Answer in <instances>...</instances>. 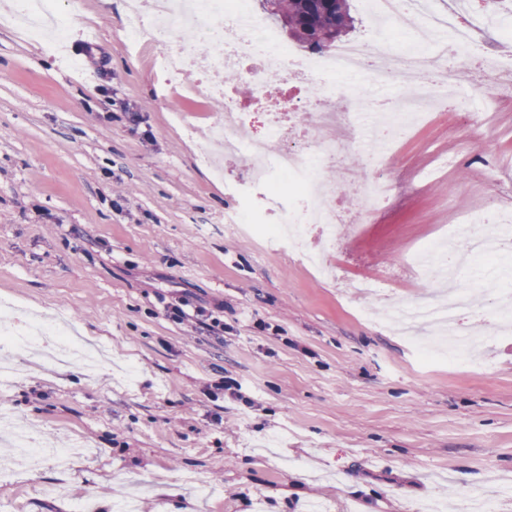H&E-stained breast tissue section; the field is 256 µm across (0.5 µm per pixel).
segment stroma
Masks as SVG:
<instances>
[{"label": "stroma", "mask_w": 512, "mask_h": 512, "mask_svg": "<svg viewBox=\"0 0 512 512\" xmlns=\"http://www.w3.org/2000/svg\"><path fill=\"white\" fill-rule=\"evenodd\" d=\"M10 9L0 0V299L25 317L68 314L95 366L35 368L0 348L12 366L0 414L87 447L63 467L46 457L0 472V512H78L88 499L113 512L121 498L136 512H468L474 491L512 512V339L490 342L492 365L476 374L420 363L367 315L430 294L406 264L452 222L477 233L494 209L512 225V93L475 98L481 126L428 113L387 156L396 191L360 235L362 149L326 161L327 181L351 178L340 278L325 280L230 224L269 203L243 160H224L221 180L202 161L221 106L186 94L195 73L157 69L159 40L130 44L129 0H85L61 51L8 22ZM90 54L105 67L88 71ZM472 266L461 282L490 310L512 267ZM351 278L379 288L350 297L340 282ZM181 298L215 311L223 332L169 319ZM225 378L231 389L210 396Z\"/></svg>", "instance_id": "stroma-1"}]
</instances>
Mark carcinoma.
Wrapping results in <instances>:
<instances>
[{"mask_svg":"<svg viewBox=\"0 0 512 512\" xmlns=\"http://www.w3.org/2000/svg\"><path fill=\"white\" fill-rule=\"evenodd\" d=\"M264 12L288 36L312 52H323L353 28L350 0H263Z\"/></svg>","mask_w":512,"mask_h":512,"instance_id":"obj_1","label":"carcinoma"}]
</instances>
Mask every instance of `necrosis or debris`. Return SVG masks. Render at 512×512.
I'll return each instance as SVG.
<instances>
[{"mask_svg":"<svg viewBox=\"0 0 512 512\" xmlns=\"http://www.w3.org/2000/svg\"><path fill=\"white\" fill-rule=\"evenodd\" d=\"M367 2L380 14L396 20L408 12L421 14L415 28L416 47L394 46L379 27L373 31L370 43H340L326 54L305 55L285 44L277 31L254 13L250 0H135L136 22L129 33L135 43L147 36H162L158 69L169 75L194 71L197 81L190 89L192 95L222 98L223 111L210 126L212 147L244 159L250 181L268 187L270 192H277L279 179L292 183L291 198L279 204L273 223H262L260 216L249 210L241 212L237 221L244 230L260 234L268 243L300 252L306 265L319 274L328 269L326 258L334 245L333 226L340 219V199L334 186L324 181L319 163L323 155L351 149V127L365 112L356 90H348L345 105L339 108L328 103L322 85L330 84L336 75L362 68L364 57L373 53L379 63L368 73V81L418 86L417 101L401 102L391 111L382 103L374 109L373 128L383 131L384 137L382 147L368 153L372 167L364 189L370 207L376 208L394 189L392 181L380 175L386 160L384 146L398 144L432 107L464 103L461 70L449 68L447 51L429 56L420 50V43L443 28L452 33L459 47L491 37L485 15L475 12L461 16L459 0H446V10L441 14L422 11L421 0ZM188 28L200 29L208 37L206 55L166 42L167 34ZM226 69L248 71L253 86L250 103H243L232 89L213 81V74ZM276 73L284 75L286 90L282 96L271 98L265 87L269 76ZM299 111L313 113L315 137H306L291 125L290 113ZM254 112L261 113L266 121L267 129L260 136L251 132L250 115ZM458 242V236L453 235L444 244L424 243L414 254V267L429 274L444 267L449 277H456L461 269ZM470 305L467 291L451 288L440 293L436 305L416 302L404 306L397 322L423 362L477 364L489 338L461 327V312ZM420 324L430 327L431 335H418L416 327ZM0 342L26 353L48 347L55 355L78 362L88 358L84 344L72 335L69 322L36 319L20 331L11 310L2 305Z\"/></svg>","mask_w":512,"mask_h":512,"instance_id":"obj_1","label":"necrosis or debris"}]
</instances>
